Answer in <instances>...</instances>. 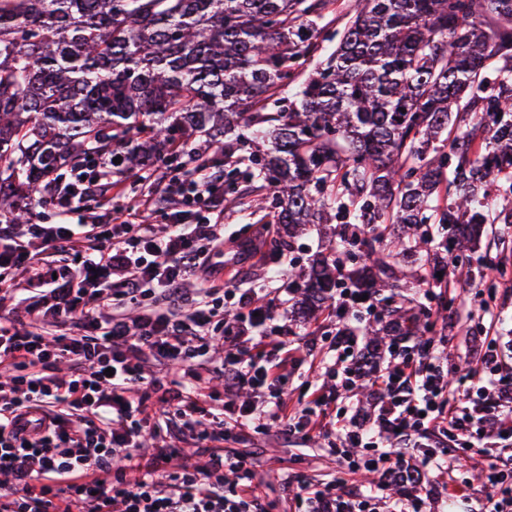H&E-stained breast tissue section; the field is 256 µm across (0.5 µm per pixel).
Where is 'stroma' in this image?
Masks as SVG:
<instances>
[{
	"label": "stroma",
	"mask_w": 512,
	"mask_h": 512,
	"mask_svg": "<svg viewBox=\"0 0 512 512\" xmlns=\"http://www.w3.org/2000/svg\"><path fill=\"white\" fill-rule=\"evenodd\" d=\"M270 237L269 227L259 218L244 219L239 207L225 205L224 250L212 258L213 280L220 283L233 280L249 286L255 280L275 277L284 287L288 284L289 261L308 264L314 256L328 253L332 243L330 228L311 227L308 234L295 241L285 260L280 261L270 250ZM485 259L506 266V287L497 288L494 298L487 301L482 297L480 278L451 284L448 319L435 326L434 340L436 344L446 345L445 362L452 372L476 362L474 337L478 335V326L486 313L493 314L498 321L495 334L502 359L512 363V237L502 233L482 236L477 251L471 255V264L479 266ZM273 308L289 344L296 348L302 359L285 394L289 407L294 408L303 399L306 381L313 378L307 368L308 362L325 352L330 336L336 333V317L326 315L309 324L298 319L294 311L281 302H274ZM234 446L254 456L255 472L264 482L263 493L275 502L277 512H297L294 495L301 483L330 480L341 463L340 455L329 448L326 437L318 434L306 437L300 433L286 435L276 426L267 434L235 441ZM490 456L506 458L512 456V450L492 439L486 447L467 451L461 467L452 476L429 472L422 482L421 494L434 512H446L448 483L452 480L469 485L475 501L481 502L493 495V487L482 479V468Z\"/></svg>",
	"instance_id": "35a3bbf8"
}]
</instances>
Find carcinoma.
I'll use <instances>...</instances> for the list:
<instances>
[{"label":"carcinoma","mask_w":512,"mask_h":512,"mask_svg":"<svg viewBox=\"0 0 512 512\" xmlns=\"http://www.w3.org/2000/svg\"><path fill=\"white\" fill-rule=\"evenodd\" d=\"M335 0H0V215L28 221L48 176L121 156L157 169L172 146L224 144V194L239 184L273 208L292 248L336 224L337 252L378 292L454 263L512 220V0H352L335 50L321 36ZM309 68L296 99L278 95ZM371 228L363 237L357 225ZM327 256L288 268L297 314L318 317L338 288ZM411 336L434 323L388 297Z\"/></svg>","instance_id":"obj_1"}]
</instances>
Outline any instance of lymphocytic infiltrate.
I'll use <instances>...</instances> for the list:
<instances>
[{"label":"lymphocytic infiltrate","mask_w":512,"mask_h":512,"mask_svg":"<svg viewBox=\"0 0 512 512\" xmlns=\"http://www.w3.org/2000/svg\"><path fill=\"white\" fill-rule=\"evenodd\" d=\"M194 166L172 168L171 208L147 193L116 205L115 164L78 172L55 196L60 224H12L0 218V512H272L254 482L250 454L225 448L232 427L209 406V353L224 344V392L235 424L263 433L323 429L333 447L357 448L343 472L377 473L413 456L420 469L453 471L459 447L484 445L486 425L512 445V366L502 364L492 328L479 360L450 380L432 343L389 347L387 366L369 365L352 326L380 312L376 295L342 282L333 307L340 321L298 414L283 394L299 360L282 327L257 309L259 288L206 286L187 299L184 286L205 278L224 246L220 175L191 142L176 148ZM96 197L99 212L87 215ZM162 217L163 230L150 220ZM23 301L24 319L4 314ZM232 310L234 323L224 321ZM382 397L376 424L348 418L359 381ZM161 442L141 454L144 428ZM452 447L423 450L432 433ZM208 454L189 464L180 447ZM233 484H225V475ZM337 480L303 485V512H384L371 492L338 493Z\"/></svg>","instance_id":"lymphocytic-infiltrate-1"}]
</instances>
